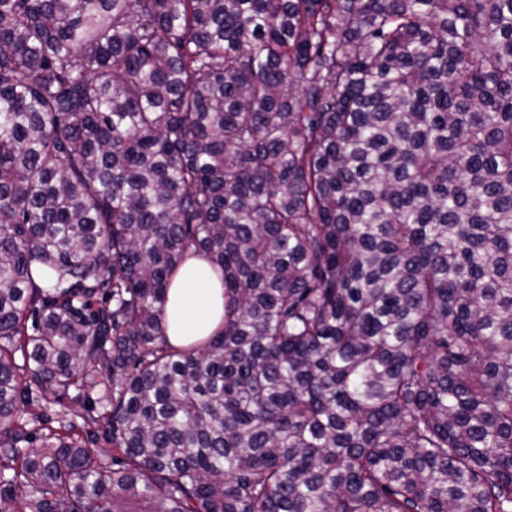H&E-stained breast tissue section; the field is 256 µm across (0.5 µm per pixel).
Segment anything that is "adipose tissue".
<instances>
[{"label":"adipose tissue","mask_w":512,"mask_h":512,"mask_svg":"<svg viewBox=\"0 0 512 512\" xmlns=\"http://www.w3.org/2000/svg\"><path fill=\"white\" fill-rule=\"evenodd\" d=\"M224 325V287L209 260L194 255L171 280L166 304L170 344L181 348L199 343Z\"/></svg>","instance_id":"adipose-tissue-1"}]
</instances>
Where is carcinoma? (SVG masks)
Segmentation results:
<instances>
[{"mask_svg": "<svg viewBox=\"0 0 512 512\" xmlns=\"http://www.w3.org/2000/svg\"><path fill=\"white\" fill-rule=\"evenodd\" d=\"M92 507L512 512V0H0V512ZM224 326V287L209 260L194 255L171 280L166 304L169 343H199ZM76 391L69 390L67 393H61L56 399V403L52 404L48 409H38L37 405L25 406L24 418L31 419L35 413H44L49 416L50 424L53 427L65 425L68 422H73L81 430L83 426L82 416L85 414V408L80 401L74 399Z\"/></svg>", "mask_w": 512, "mask_h": 512, "instance_id": "1", "label": "carcinoma"}]
</instances>
